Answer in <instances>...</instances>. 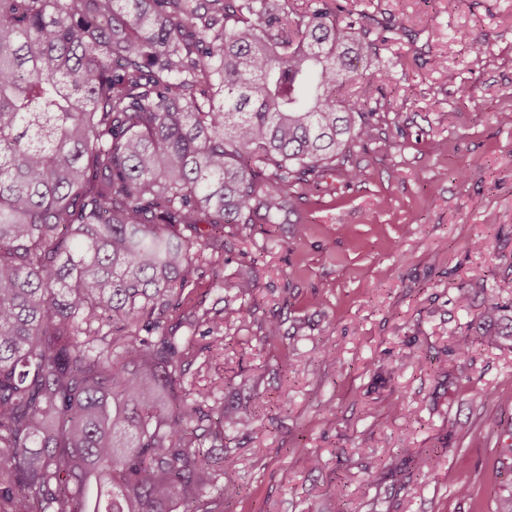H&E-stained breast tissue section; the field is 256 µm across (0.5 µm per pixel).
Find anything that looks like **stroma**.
<instances>
[{
  "instance_id": "1",
  "label": "stroma",
  "mask_w": 512,
  "mask_h": 512,
  "mask_svg": "<svg viewBox=\"0 0 512 512\" xmlns=\"http://www.w3.org/2000/svg\"><path fill=\"white\" fill-rule=\"evenodd\" d=\"M336 4L375 43L338 93L380 117L378 138L351 149L359 177L325 176L278 223L225 225L223 251L201 254L180 296L202 319L188 382L262 422L231 436L224 512H500L512 502V338L486 342L481 296L458 294L478 267L512 303V0ZM245 264L250 297L234 287ZM271 320L281 338L268 343ZM466 333L469 352H449ZM417 353L435 364L394 369Z\"/></svg>"
}]
</instances>
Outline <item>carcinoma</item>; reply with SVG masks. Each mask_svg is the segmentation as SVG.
<instances>
[{
	"instance_id": "1",
	"label": "carcinoma",
	"mask_w": 512,
	"mask_h": 512,
	"mask_svg": "<svg viewBox=\"0 0 512 512\" xmlns=\"http://www.w3.org/2000/svg\"><path fill=\"white\" fill-rule=\"evenodd\" d=\"M294 2L0 0V512H224L203 448L257 418L186 389L177 291L379 132L367 30Z\"/></svg>"
}]
</instances>
